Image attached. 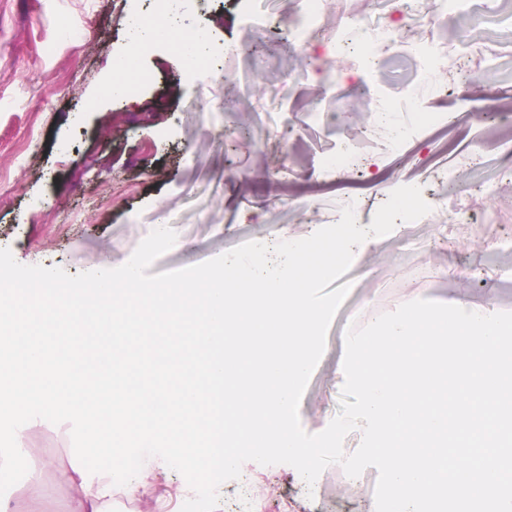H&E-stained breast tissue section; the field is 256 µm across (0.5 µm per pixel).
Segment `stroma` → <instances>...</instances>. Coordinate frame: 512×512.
<instances>
[{"mask_svg":"<svg viewBox=\"0 0 512 512\" xmlns=\"http://www.w3.org/2000/svg\"><path fill=\"white\" fill-rule=\"evenodd\" d=\"M268 2L271 20L260 31L246 25L233 0H202L182 16L187 28L202 13L216 19L215 56L222 57V43L238 46V56L223 63L234 83L187 71L179 55L158 46L140 59L151 84L137 97L116 98L109 91L112 59L128 43V15L146 10V0H0V248L21 264L71 275L115 268L164 213L175 223L177 244L153 263L157 274L248 241L299 240L334 224L336 177L319 176V158L367 125L371 106L348 90L318 89L302 51H254V44L287 34L294 0ZM286 79L293 93L280 110L288 121L267 123L258 109L262 89ZM350 79L392 100L414 90L419 105L435 91L404 44L381 70L359 69ZM317 107L332 109L337 120L306 128L305 114ZM427 139L470 141L482 153L512 147V131L486 116ZM382 163V180L359 204L360 223H371L403 177L429 200L444 189L432 168L410 173L389 155ZM455 184L480 210L498 212L500 223L406 224L356 249L343 276L350 293L300 403L307 433L323 431L340 410L350 324L367 325L416 299L489 297L497 310L512 312V184L483 182L470 171ZM27 446L32 465L8 497L24 502L34 482L57 512H70L64 475L78 465L70 425L43 423ZM149 470L148 493L116 494L114 512H180L192 497L182 475L160 458H150ZM377 480L373 467L352 479L331 465L310 486L290 465L248 462L238 479L219 486L218 512H231L244 485L264 512H375Z\"/></svg>","mask_w":512,"mask_h":512,"instance_id":"35a3bbf8","label":"stroma"}]
</instances>
